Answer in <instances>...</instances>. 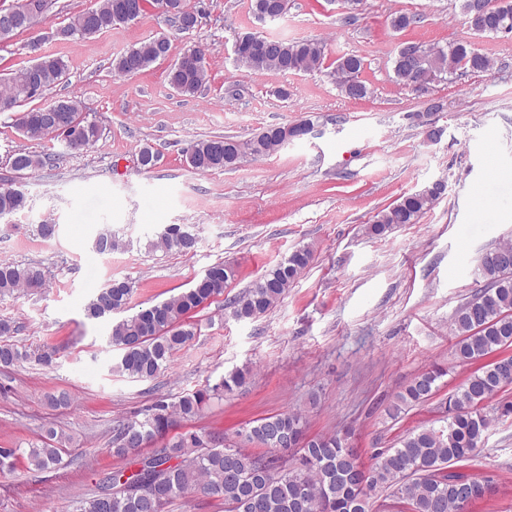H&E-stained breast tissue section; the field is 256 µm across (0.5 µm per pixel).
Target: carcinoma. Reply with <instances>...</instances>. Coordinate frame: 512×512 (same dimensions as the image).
I'll list each match as a JSON object with an SVG mask.
<instances>
[{
	"instance_id": "1",
	"label": "carcinoma",
	"mask_w": 512,
	"mask_h": 512,
	"mask_svg": "<svg viewBox=\"0 0 512 512\" xmlns=\"http://www.w3.org/2000/svg\"><path fill=\"white\" fill-rule=\"evenodd\" d=\"M127 0H96L86 10L69 17L58 27L60 39L75 41L97 35L120 23ZM489 8L478 13L471 0H460L459 9L470 30L496 34L512 23V3L487 0ZM52 0H30L29 11L15 31L37 25ZM417 22L413 14L395 12L389 26L403 31ZM257 33L238 36L241 45L234 50L237 64L253 71L286 74L293 71L321 70L325 46L317 40L288 41ZM423 68L438 78L459 69L472 72L489 70V59L467 42L422 44ZM171 43L156 46V38L140 42L112 64L119 75H133L170 56ZM364 61L357 55L336 59L331 75L339 92L348 99L367 97L369 89L359 79ZM68 72L61 56L43 55L19 74L0 79V112L24 106L62 83ZM167 81L178 93L194 96L208 82L205 51L186 49L167 69ZM66 108L67 127L60 129L47 121L49 110ZM83 103L72 97L17 113L14 120L22 139L39 142L67 136L91 145L103 136L102 127L88 119ZM286 127L268 128L246 141L232 137L207 136L191 141L183 153L188 165L201 173L222 171L237 162L235 151L262 157L280 147ZM45 157L24 147L12 151L11 166H20L27 175L42 166ZM439 183L406 195L395 205L380 211L371 225L375 235L395 224H414L440 199ZM28 207L25 193L0 186V218ZM197 245V234L185 224H169L146 244L150 252L190 253ZM126 246L109 230L98 233L93 242L99 254ZM312 251H294L287 259L253 282L233 301V315L253 319L267 314L279 303L288 288L307 267ZM479 272L485 288L460 305L452 317V330L458 337L454 355L458 362L484 361L465 381L448 394L446 425L410 431L398 446L380 448L374 463L366 467L350 448V432L332 435L307 434V423L297 414H276L251 423L242 436L267 449L263 455L247 452L223 437L187 430L169 435L182 420L199 416L205 406L224 391L247 383L249 372L237 369L213 385L179 396L172 401L158 399L148 406L141 420L119 425L109 453L125 458L161 438L162 448L134 459L137 473L112 472L100 482L98 491L75 501L73 512H165L178 497L196 491L224 500L225 512H383L398 507L402 512H467L492 488L493 479L469 473L467 466L479 453L493 419L512 417V401L500 397L512 386V356L493 360L497 351L512 346V244L500 245L480 258ZM237 270L224 262L210 266L192 287L167 300L138 310L112 324L109 344L118 352L112 371L131 379H151L165 370L175 355L196 336L190 315L208 301L224 294L235 280ZM46 288V273L38 263L0 261V298L20 292L35 295ZM127 280H110L100 288L86 307L89 319L112 317L123 311L132 296ZM15 326L0 319V366L10 367L30 359L48 365L52 355L33 353L12 341ZM444 369L433 366L417 374L395 396L390 415L428 401L440 390ZM70 437L53 428L45 431L41 444L28 449L0 448V473L11 469L18 456L36 471L61 463L63 446ZM288 445L290 457L278 453Z\"/></svg>"
}]
</instances>
